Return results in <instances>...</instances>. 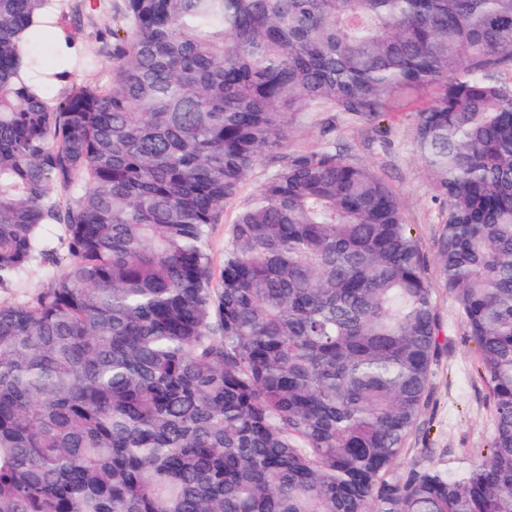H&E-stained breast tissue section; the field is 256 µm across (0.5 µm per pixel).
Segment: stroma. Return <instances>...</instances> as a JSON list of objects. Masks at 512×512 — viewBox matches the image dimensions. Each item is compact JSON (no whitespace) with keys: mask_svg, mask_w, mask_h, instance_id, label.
I'll use <instances>...</instances> for the list:
<instances>
[{"mask_svg":"<svg viewBox=\"0 0 512 512\" xmlns=\"http://www.w3.org/2000/svg\"><path fill=\"white\" fill-rule=\"evenodd\" d=\"M125 12V0H51V13L60 25L70 28V51L75 79L101 81L111 66L110 31ZM415 110L401 107L362 126L340 112H307L293 127L288 153L314 150L331 143L337 152L377 171L397 192L405 219L419 238L430 279H437L439 203L434 181L413 146ZM279 167V156L264 155L244 184L238 199L228 202L218 224L213 225L208 248L214 269L224 263V248L242 199L250 197ZM59 261L36 262L11 283L0 287V303L28 302L58 277L67 256L64 232L59 225L44 229ZM437 316L441 349L432 366L431 386L419 430L408 446L409 458H423L441 468L466 469L471 449L487 447L493 432L486 385L474 372V344L464 334L453 302L439 290Z\"/></svg>","mask_w":512,"mask_h":512,"instance_id":"35a3bbf8","label":"stroma"}]
</instances>
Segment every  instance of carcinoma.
Listing matches in <instances>:
<instances>
[{
	"label": "carcinoma",
	"mask_w": 512,
	"mask_h": 512,
	"mask_svg": "<svg viewBox=\"0 0 512 512\" xmlns=\"http://www.w3.org/2000/svg\"><path fill=\"white\" fill-rule=\"evenodd\" d=\"M0 0V512H512V0H126L107 82L52 100ZM431 89L442 286L492 400L457 473L395 463L440 350L396 192L325 144L212 225L304 112L369 123ZM44 236L56 250L60 262L57 264L35 262L30 265L11 283L0 287V303L32 301L51 280L62 273L68 253L64 232L59 225L52 224L44 228Z\"/></svg>",
	"instance_id": "carcinoma-1"
}]
</instances>
